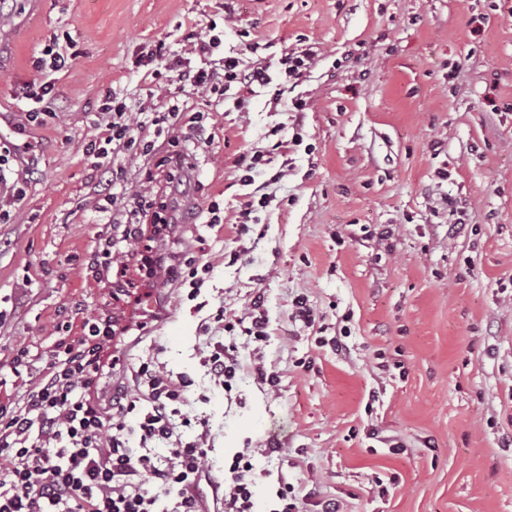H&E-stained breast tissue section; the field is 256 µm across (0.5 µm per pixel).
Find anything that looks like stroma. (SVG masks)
<instances>
[{
	"label": "stroma",
	"instance_id": "stroma-1",
	"mask_svg": "<svg viewBox=\"0 0 512 512\" xmlns=\"http://www.w3.org/2000/svg\"><path fill=\"white\" fill-rule=\"evenodd\" d=\"M211 32L214 58L261 55L275 84L284 49H313V65L282 97L247 94L241 112L178 79L182 64L200 65L190 34ZM54 42L73 59L50 77L55 118L34 121V63ZM158 44L151 84L134 61ZM109 92L132 108L172 99L207 116V146L162 137L149 157L115 160L129 193L165 201L169 248L211 265L197 297L172 279L149 289L151 305L126 304L85 276L118 218L101 210L106 177L85 154ZM296 131L301 145L275 150ZM0 137L18 146L8 178L26 191L0 192L11 215L0 223L7 393H23L8 367L19 346L46 356L58 326L82 335L76 309L111 312L138 324L112 348L120 366L155 348L191 379L214 476L250 450L254 512H271L282 478L299 512L325 498L343 512H512V0H6ZM177 150L175 184L162 161ZM257 150L272 201L243 232L239 160ZM214 203L221 224H197ZM452 205L471 218L454 235ZM220 307L233 319L259 312L267 340L210 322ZM211 339L255 355L276 386L246 372L231 390L214 385Z\"/></svg>",
	"mask_w": 512,
	"mask_h": 512
}]
</instances>
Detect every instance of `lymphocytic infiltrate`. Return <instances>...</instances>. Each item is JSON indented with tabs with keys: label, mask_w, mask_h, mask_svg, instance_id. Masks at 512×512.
Instances as JSON below:
<instances>
[{
	"label": "lymphocytic infiltrate",
	"mask_w": 512,
	"mask_h": 512,
	"mask_svg": "<svg viewBox=\"0 0 512 512\" xmlns=\"http://www.w3.org/2000/svg\"><path fill=\"white\" fill-rule=\"evenodd\" d=\"M220 43L215 36L194 43L204 64L183 70L184 82L219 98L239 84L271 83L258 63L244 70L228 56L222 65H209ZM103 110L109 120L86 152L94 168L110 175L102 193L109 206L125 193L115 156L151 154L150 131L162 124L188 141L202 140L205 132L204 113L184 112L176 103L162 112L133 113L110 94ZM130 214L119 234L100 239L88 263L95 281H111L118 255L139 242L133 272L141 285L158 288L176 277L199 292L211 266L168 251L172 224L164 203L140 193ZM84 328L77 340H59L42 364H35L28 347L14 353L12 373H27L31 383L22 399L0 397V512H252L246 452L233 455L230 483L215 480L209 421L180 409L190 379L152 354L127 368L125 383L95 395L89 383L111 378L112 342L125 328L106 314L86 319ZM203 363L225 388L248 368L259 381L267 379L263 367L249 365L234 345L214 343Z\"/></svg>",
	"instance_id": "1"
}]
</instances>
